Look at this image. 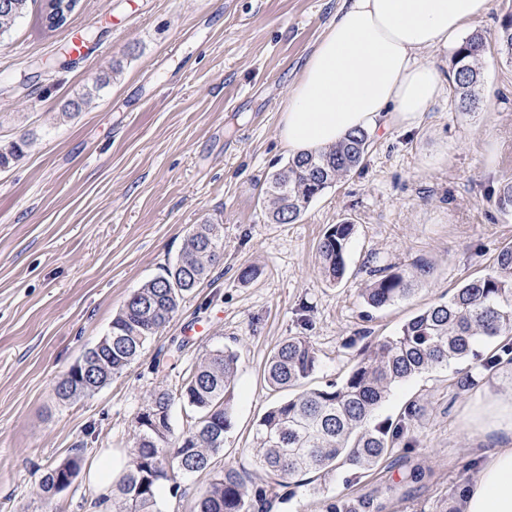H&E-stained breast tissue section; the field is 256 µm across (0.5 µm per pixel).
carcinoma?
<instances>
[{
    "instance_id": "1",
    "label": "carcinoma",
    "mask_w": 512,
    "mask_h": 512,
    "mask_svg": "<svg viewBox=\"0 0 512 512\" xmlns=\"http://www.w3.org/2000/svg\"><path fill=\"white\" fill-rule=\"evenodd\" d=\"M28 0H8L0 7V35L24 14ZM496 43L512 60V14L505 15ZM489 44L473 34L454 49L448 74L455 106L471 110L477 102L478 63ZM371 145L367 132L351 133L344 141L315 154L300 155L275 172L265 194L273 224L299 220L312 199L360 168ZM497 211L512 214V181L489 197ZM354 225H331L317 245L324 276L341 282L348 273L346 248ZM224 257V225L197 224L181 253L165 273L131 294L113 318L108 333L84 354V366L73 365L57 388L65 401L88 397L121 374L143 352L158 331L170 323L183 294L200 286ZM365 289L373 309L390 306L411 292L402 270L378 269ZM512 336V246L497 254L492 272L457 288L445 302L433 304L407 321L395 336L378 340L339 382L305 389L273 404L255 429L256 464L273 475L261 485L234 468L212 473L196 512H272L283 498L281 489L310 473L326 476L344 462L356 471L373 469L394 447L414 418L407 410L395 421L373 423L374 416L398 384L452 361L473 359L486 372L512 362V343L481 358L482 341ZM318 350L304 336L291 337L269 356L264 379L274 390L304 384L316 370ZM238 355L227 348L206 353L180 391L158 389L136 417L135 445L120 478L113 483L114 512H160L163 485L176 493L180 480L211 473L212 458L224 450L232 427V403ZM190 410L187 426L175 433L170 411L175 400ZM80 461L70 458L46 471L39 488L46 498L61 491L58 479L74 478ZM322 512H369L370 502L324 498Z\"/></svg>"
}]
</instances>
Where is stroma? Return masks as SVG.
I'll return each mask as SVG.
<instances>
[{
	"label": "stroma",
	"mask_w": 512,
	"mask_h": 512,
	"mask_svg": "<svg viewBox=\"0 0 512 512\" xmlns=\"http://www.w3.org/2000/svg\"><path fill=\"white\" fill-rule=\"evenodd\" d=\"M341 0H80L47 30L44 0L0 36V148L25 141L0 170V512H112L85 474L45 501V468L78 455L126 459L148 394L177 391L208 351L239 356L233 427L212 471L251 481L254 429L281 393L264 381L272 350L308 337L320 356L307 381H341L371 343L398 333L512 245V216L493 190L512 180V61L488 48L479 101L457 111L443 92L413 127L372 134L363 168L314 198L300 221L269 222L272 173L289 156L279 111ZM95 33L93 55L66 56L70 30ZM111 82L93 91L96 77ZM80 112L62 109L82 93ZM350 221L348 276L319 270L317 244ZM224 227V259L187 294L169 324L94 395L63 401L56 387L108 331L126 299L175 262L194 225ZM415 273L411 295L374 310L368 269ZM256 270L239 277L241 267ZM457 362L395 386L375 414L412 430L376 468L341 466L295 487L276 512H320L326 497L366 498L371 512H441L476 478L470 413L512 391V364L457 391Z\"/></svg>",
	"instance_id": "stroma-1"
}]
</instances>
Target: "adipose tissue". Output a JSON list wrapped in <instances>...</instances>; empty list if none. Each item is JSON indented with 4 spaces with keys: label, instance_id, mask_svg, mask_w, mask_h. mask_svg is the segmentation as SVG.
Segmentation results:
<instances>
[{
    "label": "adipose tissue",
    "instance_id": "1",
    "mask_svg": "<svg viewBox=\"0 0 512 512\" xmlns=\"http://www.w3.org/2000/svg\"><path fill=\"white\" fill-rule=\"evenodd\" d=\"M490 7L491 0H342L280 111L281 145L296 157L357 130L378 131L387 118L414 126L444 90L420 52L457 39ZM471 422L496 446L482 455L462 512H512V393L478 404Z\"/></svg>",
    "mask_w": 512,
    "mask_h": 512
}]
</instances>
